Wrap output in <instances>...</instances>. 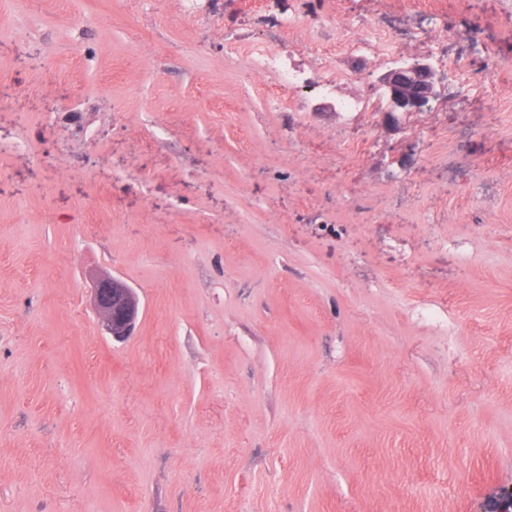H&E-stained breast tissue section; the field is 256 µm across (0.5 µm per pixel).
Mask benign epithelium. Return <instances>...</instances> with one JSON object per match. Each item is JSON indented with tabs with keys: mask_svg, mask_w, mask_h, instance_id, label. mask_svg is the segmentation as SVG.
Wrapping results in <instances>:
<instances>
[{
	"mask_svg": "<svg viewBox=\"0 0 512 512\" xmlns=\"http://www.w3.org/2000/svg\"><path fill=\"white\" fill-rule=\"evenodd\" d=\"M443 81L444 75L436 69L430 55L395 59L376 80L379 97L385 102L382 123L395 128L403 115L427 109L441 95ZM93 302L107 335L115 341L131 335L139 316V298L133 288L114 276H96Z\"/></svg>",
	"mask_w": 512,
	"mask_h": 512,
	"instance_id": "benign-epithelium-1",
	"label": "benign epithelium"
}]
</instances>
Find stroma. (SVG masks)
Instances as JSON below:
<instances>
[{"mask_svg": "<svg viewBox=\"0 0 512 512\" xmlns=\"http://www.w3.org/2000/svg\"><path fill=\"white\" fill-rule=\"evenodd\" d=\"M253 1L0 0V512L512 494V0H257L276 38ZM378 29L447 77L395 130L337 109ZM95 273L139 296L125 341ZM257 62L261 69L271 71L277 77V94L282 90H293L301 81L300 71L292 67L284 58L278 54H273L272 50L265 46L259 49Z\"/></svg>", "mask_w": 512, "mask_h": 512, "instance_id": "stroma-1", "label": "stroma"}]
</instances>
